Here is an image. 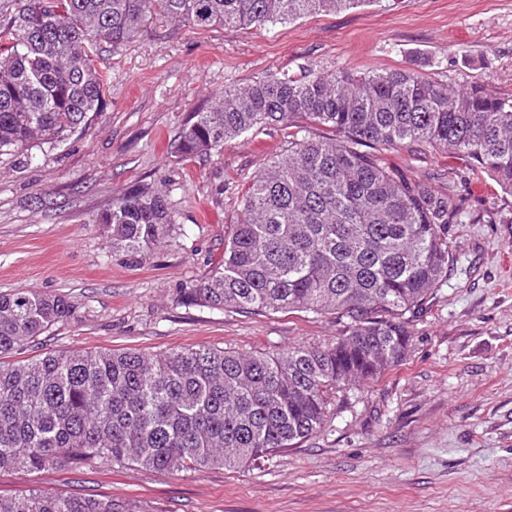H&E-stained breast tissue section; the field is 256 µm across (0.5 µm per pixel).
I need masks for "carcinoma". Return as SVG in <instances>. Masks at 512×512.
<instances>
[{"instance_id": "1", "label": "carcinoma", "mask_w": 512, "mask_h": 512, "mask_svg": "<svg viewBox=\"0 0 512 512\" xmlns=\"http://www.w3.org/2000/svg\"><path fill=\"white\" fill-rule=\"evenodd\" d=\"M381 0H25L0 20V156L53 145L103 111L98 38L114 48L155 16L200 29L268 26ZM283 153L242 195L224 263L181 299L216 310L331 317L336 342L282 353L211 347L47 353L0 363V470L88 461L149 470L246 468L319 432L342 386L407 357L448 277V190L408 180L380 154L451 149L512 192V94L450 88L412 68L357 75L309 67L226 86L172 144L208 156L255 128ZM328 129L332 136L314 133ZM112 249L144 253L176 229L163 190H130L97 214ZM63 295L0 293V356L74 318ZM0 512H147L109 495L0 496Z\"/></svg>"}]
</instances>
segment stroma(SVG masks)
Masks as SVG:
<instances>
[{"instance_id": "obj_1", "label": "stroma", "mask_w": 512, "mask_h": 512, "mask_svg": "<svg viewBox=\"0 0 512 512\" xmlns=\"http://www.w3.org/2000/svg\"><path fill=\"white\" fill-rule=\"evenodd\" d=\"M414 68L451 86L512 93V0H384L262 29L145 21L97 67L107 105L65 143L0 158V292L60 294L75 307L28 347L47 352L179 347L281 352L335 342L310 314L224 312L180 291L224 261V230L245 188L284 148L281 128L249 132L210 156L171 145L215 93L309 65ZM410 178H464L453 262L414 325L406 360L345 386L317 434L259 466L168 472L87 462L25 475L0 470V495L33 489L108 494L151 512H512V194L465 178L460 154L383 153ZM136 186L169 188L177 230L145 255L112 250L94 217Z\"/></svg>"}]
</instances>
